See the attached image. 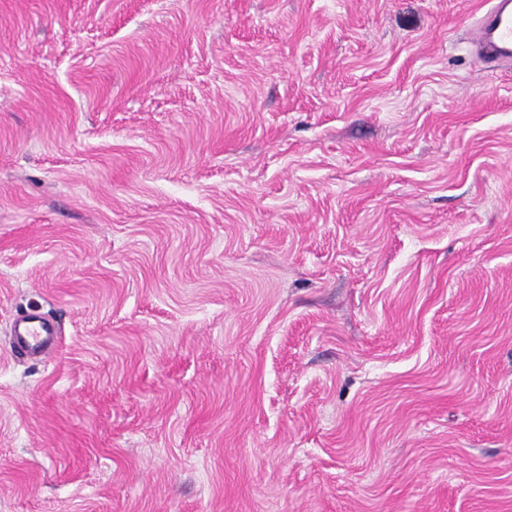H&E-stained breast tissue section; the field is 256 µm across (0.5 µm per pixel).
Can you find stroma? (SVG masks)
Returning a JSON list of instances; mask_svg holds the SVG:
<instances>
[{"instance_id":"stroma-1","label":"stroma","mask_w":512,"mask_h":512,"mask_svg":"<svg viewBox=\"0 0 512 512\" xmlns=\"http://www.w3.org/2000/svg\"><path fill=\"white\" fill-rule=\"evenodd\" d=\"M491 5L0 0V512H512ZM58 334V328L37 313L19 315L12 326L13 344L27 358L51 352Z\"/></svg>"}]
</instances>
